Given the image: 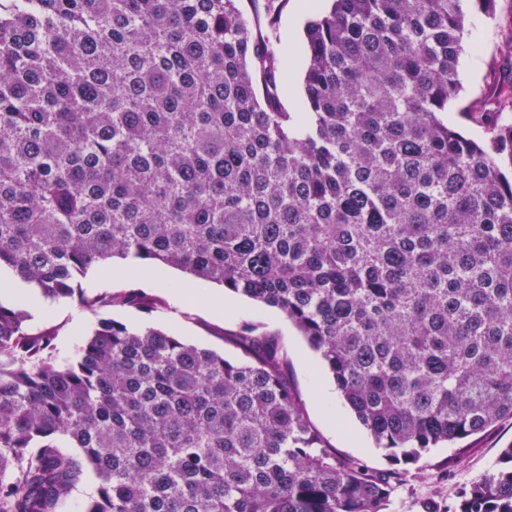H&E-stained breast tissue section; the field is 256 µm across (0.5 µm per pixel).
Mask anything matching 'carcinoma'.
Segmentation results:
<instances>
[{"label": "carcinoma", "instance_id": "obj_1", "mask_svg": "<svg viewBox=\"0 0 512 512\" xmlns=\"http://www.w3.org/2000/svg\"><path fill=\"white\" fill-rule=\"evenodd\" d=\"M240 0H0V271L51 299L152 260L280 311L397 464L512 419V37L471 105L470 0H332L306 23L300 111L280 15ZM0 303V512H383L390 480L323 444L288 347L248 360L103 318L55 361L54 327ZM458 512H512V446Z\"/></svg>", "mask_w": 512, "mask_h": 512}]
</instances>
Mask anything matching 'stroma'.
Instances as JSON below:
<instances>
[{"instance_id":"obj_1","label":"stroma","mask_w":512,"mask_h":512,"mask_svg":"<svg viewBox=\"0 0 512 512\" xmlns=\"http://www.w3.org/2000/svg\"><path fill=\"white\" fill-rule=\"evenodd\" d=\"M303 0H288L280 28L283 37L281 66L291 75L284 89L282 101L292 108L302 95V80L306 69V47L303 27L306 17L301 9ZM512 14V0H497L494 15L469 11L467 28L476 42L465 45L459 61V79L462 85L458 98L448 106V123L469 138L484 135L481 126L471 122L467 107L482 96L491 82V69L502 57L506 31L504 19ZM116 275L107 286L119 291L138 288L152 296L164 299L162 308L153 313L132 308L103 309L95 315L81 310L71 299L58 300L53 310L34 313L36 326H55L59 334L55 340L56 359L72 358L79 345L95 326L99 316H106L137 327H154L183 341L207 348L231 361H243L244 356L235 347L225 343L224 334L249 324H258L263 331L283 339L292 359L290 380L297 388L309 420L319 429L327 443L343 458L359 462L375 473L392 472L393 464L384 449L376 447L373 439L358 421L342 397H335L332 405L319 403L317 395L322 387L333 384L331 375L315 351L296 328L276 309L259 308L253 301L225 293L224 305L213 310L176 297L175 288L192 283L191 275L170 269V294H163V285L146 282L135 273V263L118 260ZM512 444V420L504 419L466 441V451L456 455L454 449L440 446L422 453L419 461L407 466L399 479L391 481L384 512H453L459 504L462 489L474 478L494 470L503 448Z\"/></svg>"}]
</instances>
